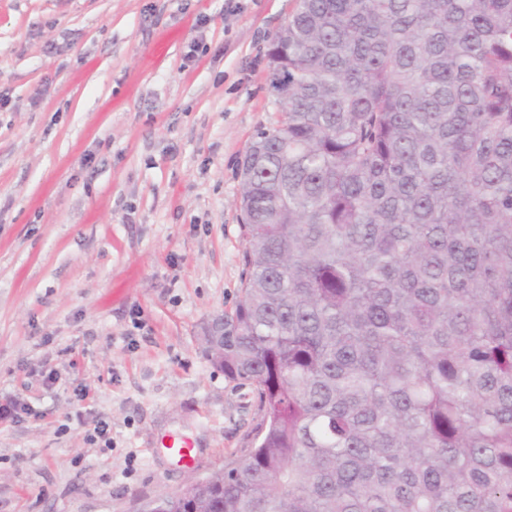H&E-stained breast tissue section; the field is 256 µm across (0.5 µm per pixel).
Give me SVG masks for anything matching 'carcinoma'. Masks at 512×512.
<instances>
[{
    "label": "carcinoma",
    "instance_id": "1",
    "mask_svg": "<svg viewBox=\"0 0 512 512\" xmlns=\"http://www.w3.org/2000/svg\"><path fill=\"white\" fill-rule=\"evenodd\" d=\"M204 341L254 447L161 512H512V0H296Z\"/></svg>",
    "mask_w": 512,
    "mask_h": 512
}]
</instances>
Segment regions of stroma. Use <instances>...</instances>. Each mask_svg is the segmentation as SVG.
Wrapping results in <instances>:
<instances>
[{
	"label": "stroma",
	"mask_w": 512,
	"mask_h": 512,
	"mask_svg": "<svg viewBox=\"0 0 512 512\" xmlns=\"http://www.w3.org/2000/svg\"><path fill=\"white\" fill-rule=\"evenodd\" d=\"M237 3L0 0V405L29 409L0 421V512H141L251 444L255 390L200 334L241 297L294 0Z\"/></svg>",
	"instance_id": "stroma-1"
}]
</instances>
